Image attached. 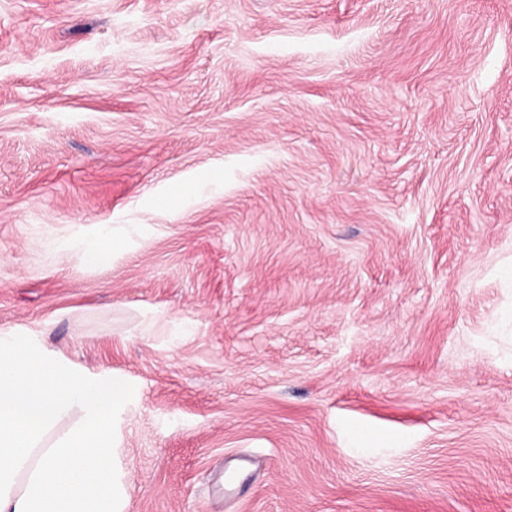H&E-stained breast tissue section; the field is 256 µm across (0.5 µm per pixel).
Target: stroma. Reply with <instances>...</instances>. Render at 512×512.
Wrapping results in <instances>:
<instances>
[{"mask_svg":"<svg viewBox=\"0 0 512 512\" xmlns=\"http://www.w3.org/2000/svg\"><path fill=\"white\" fill-rule=\"evenodd\" d=\"M0 329L129 512H512V0H0ZM99 231L94 237L71 239L62 244L60 249H52L55 258H64L77 269L91 267L109 262L114 252L122 246L119 237L112 238L110 225H98Z\"/></svg>","mask_w":512,"mask_h":512,"instance_id":"1","label":"stroma"}]
</instances>
